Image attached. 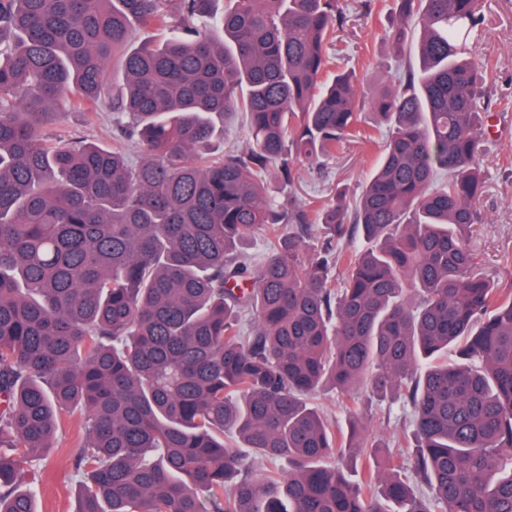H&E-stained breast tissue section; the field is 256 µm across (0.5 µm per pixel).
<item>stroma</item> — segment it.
I'll return each instance as SVG.
<instances>
[{
	"label": "stroma",
	"mask_w": 512,
	"mask_h": 512,
	"mask_svg": "<svg viewBox=\"0 0 512 512\" xmlns=\"http://www.w3.org/2000/svg\"><path fill=\"white\" fill-rule=\"evenodd\" d=\"M350 17L334 46L342 66L354 68L365 94L379 91L388 75L391 53L382 38L393 7L392 0H372L373 18L361 14L362 0H342ZM485 23L473 33L468 47L479 61L497 64V76L489 84L480 106L490 118L481 138L484 188L476 207L482 221L473 225L472 248L483 272L501 285L512 284V0H483ZM54 129L61 138L85 135L100 145L112 143V108L103 104L98 115L85 117L68 104H61ZM381 151L380 143L364 147L344 144L334 159L302 166L299 182L290 190L296 201L333 195L343 188L347 199L358 196ZM40 491L38 512H76L78 486L68 448L55 449L36 464Z\"/></svg>",
	"instance_id": "35a3bbf8"
}]
</instances>
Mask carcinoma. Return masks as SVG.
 <instances>
[{
    "label": "carcinoma",
    "mask_w": 512,
    "mask_h": 512,
    "mask_svg": "<svg viewBox=\"0 0 512 512\" xmlns=\"http://www.w3.org/2000/svg\"><path fill=\"white\" fill-rule=\"evenodd\" d=\"M218 2L0 0V512H37L75 414L76 512H512V286L469 244L479 0H393L368 100L330 52L340 0ZM107 99L112 147L56 139L61 101ZM233 117L246 143L218 153ZM382 126L354 205L284 197ZM360 387L410 413L407 450L312 403Z\"/></svg>",
    "instance_id": "obj_1"
}]
</instances>
